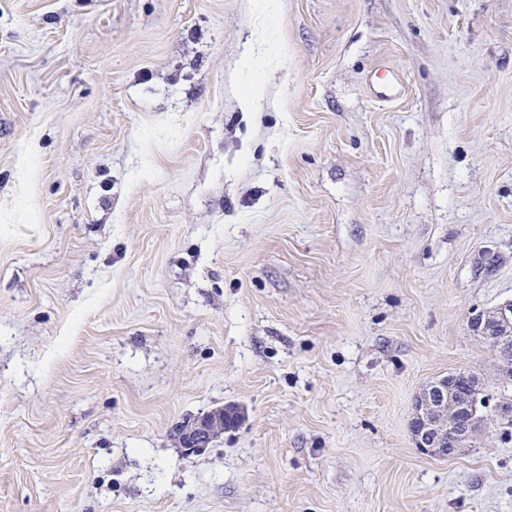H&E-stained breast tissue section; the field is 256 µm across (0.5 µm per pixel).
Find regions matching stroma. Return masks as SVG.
Instances as JSON below:
<instances>
[{"label":"stroma","mask_w":512,"mask_h":512,"mask_svg":"<svg viewBox=\"0 0 512 512\" xmlns=\"http://www.w3.org/2000/svg\"><path fill=\"white\" fill-rule=\"evenodd\" d=\"M266 2L0 0V512H512V0ZM469 328L485 342L493 340L507 345L512 339V304L485 311L473 309ZM416 427L411 430L415 448L421 453L435 458H447L459 455L466 448H472V442H467L466 448H452L456 444L453 436L444 440L448 433H455L459 438H477L485 428V417L477 404L469 399L448 400L441 380L427 385L418 395L414 404L413 416ZM479 393V403L482 405L484 409H487L491 402H493L492 409L496 412V416H498V421L502 426L501 430L503 435L509 436L512 438V433L510 431V427L512 426V398L497 395L495 397L493 394L487 392L485 388L480 387ZM510 431V432H509ZM226 420L224 409L216 410L202 416L196 417L193 421L179 425V447L186 455L196 454L208 448L213 439L224 433Z\"/></svg>","instance_id":"obj_1"}]
</instances>
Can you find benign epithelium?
Returning a JSON list of instances; mask_svg holds the SVG:
<instances>
[{"instance_id": "benign-epithelium-1", "label": "benign epithelium", "mask_w": 512, "mask_h": 512, "mask_svg": "<svg viewBox=\"0 0 512 512\" xmlns=\"http://www.w3.org/2000/svg\"><path fill=\"white\" fill-rule=\"evenodd\" d=\"M472 332L484 341L508 344L512 341V304L490 311L473 309L468 322ZM416 427L411 430L415 448L435 458L458 455L462 449L444 447L446 435L454 433L462 439L476 438L485 428V417L475 402L448 398L442 381L427 385L414 404ZM224 410H216L178 426L179 447L186 455L208 448L213 439L226 431Z\"/></svg>"}]
</instances>
